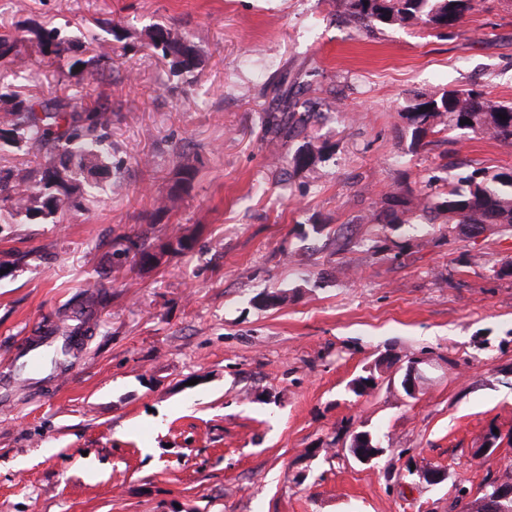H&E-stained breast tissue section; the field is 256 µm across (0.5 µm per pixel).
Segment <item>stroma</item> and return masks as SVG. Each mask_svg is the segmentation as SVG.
<instances>
[{"label":"stroma","mask_w":512,"mask_h":512,"mask_svg":"<svg viewBox=\"0 0 512 512\" xmlns=\"http://www.w3.org/2000/svg\"><path fill=\"white\" fill-rule=\"evenodd\" d=\"M82 31L81 78L29 59L13 84L50 99L87 82L119 112L112 160L124 189L56 224L0 223V376L88 284L110 287L71 367L0 384V512H461L512 461V233L459 238L444 224L371 223L390 194H417L442 154L512 168V146L465 131L419 148L401 119L420 94L475 89L512 102V0H481L454 28L367 33L336 0H0V36ZM164 26L202 56L182 79L147 48ZM112 52L111 61L100 55ZM311 84L306 133L264 129L282 80ZM314 145L306 168L291 156ZM197 174L158 205L181 157ZM193 236L144 266L117 249ZM287 292L274 306L260 295ZM426 359L406 397L381 354ZM501 434L483 460L472 450ZM391 446L375 464L356 432ZM444 473L427 484L408 463ZM306 473L298 481V473Z\"/></svg>","instance_id":"stroma-1"}]
</instances>
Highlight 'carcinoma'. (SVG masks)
<instances>
[{
  "mask_svg": "<svg viewBox=\"0 0 512 512\" xmlns=\"http://www.w3.org/2000/svg\"><path fill=\"white\" fill-rule=\"evenodd\" d=\"M478 0H336V15L346 25L371 32L379 27H404L415 21L432 28L454 27L477 9ZM40 62L53 65L62 55L85 47L78 38L70 39L57 28L35 32ZM151 46L170 58L171 70L190 74L200 64L194 42L164 26L149 33ZM22 66L17 41L0 37V60ZM282 90L283 108L271 112L268 124L278 138H287L305 125L303 117L291 110L292 99L309 90ZM400 116L412 127L414 144L425 146L427 138L448 130H468L504 145H512V104L487 97L482 92L453 89L440 95H418ZM112 112L103 106L90 107L77 101L73 93L63 98L40 100L25 96L6 85L0 93V141L29 151L47 150L50 160L39 177L28 180L0 175V212L22 215L30 221L58 222L68 208L82 205L84 196L110 179L109 188H122L112 176V155L107 149ZM429 192L423 195L394 194L372 214V222L393 230L402 227L407 213L427 223L448 225V232L466 238L474 229L492 234L512 231V171L492 175L482 169L453 182L444 175H433ZM108 301L105 285L87 289L81 295L80 309L58 317L53 330L64 336L82 334L84 317Z\"/></svg>",
  "mask_w": 512,
  "mask_h": 512,
  "instance_id": "obj_1",
  "label": "carcinoma"
}]
</instances>
